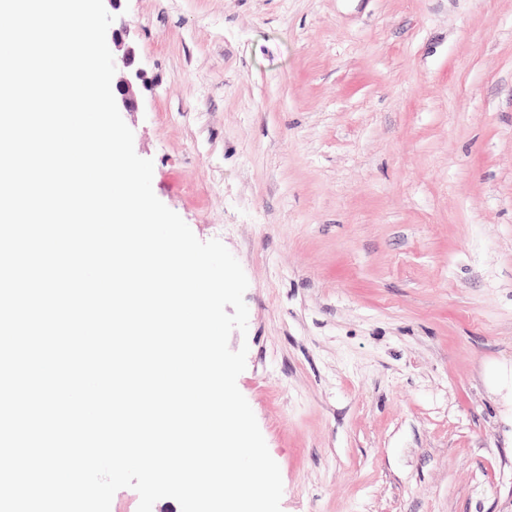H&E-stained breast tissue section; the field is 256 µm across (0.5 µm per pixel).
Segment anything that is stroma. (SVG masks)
Returning <instances> with one entry per match:
<instances>
[{
	"mask_svg": "<svg viewBox=\"0 0 512 512\" xmlns=\"http://www.w3.org/2000/svg\"><path fill=\"white\" fill-rule=\"evenodd\" d=\"M152 189L249 286L281 512H512V0H121Z\"/></svg>",
	"mask_w": 512,
	"mask_h": 512,
	"instance_id": "stroma-1",
	"label": "stroma"
}]
</instances>
